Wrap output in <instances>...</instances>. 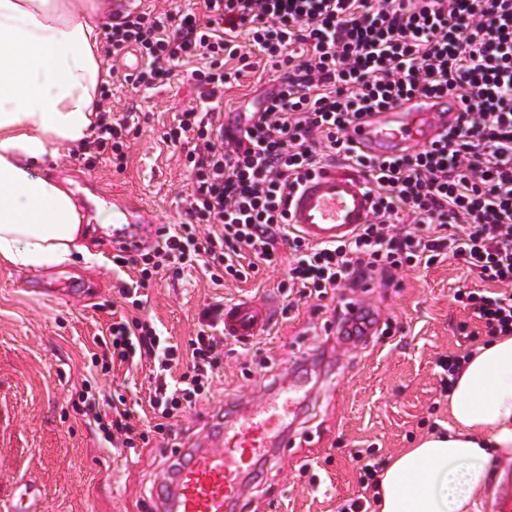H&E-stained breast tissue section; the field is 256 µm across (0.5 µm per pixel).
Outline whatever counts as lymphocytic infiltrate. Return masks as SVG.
Returning <instances> with one entry per match:
<instances>
[{"instance_id": "obj_1", "label": "lymphocytic infiltrate", "mask_w": 512, "mask_h": 512, "mask_svg": "<svg viewBox=\"0 0 512 512\" xmlns=\"http://www.w3.org/2000/svg\"><path fill=\"white\" fill-rule=\"evenodd\" d=\"M139 51L144 66L125 80L146 91L191 65L198 102L165 139L185 152L192 190L187 223L158 229L120 280L124 309L98 337L93 360L130 367L156 363L145 431L125 397L103 419L81 391L83 416L100 422L116 448L168 435L186 408L206 399L224 355V305L207 304L205 327L186 344L170 342L146 314L150 283L165 270L198 265L217 286L246 282L264 268L286 269L278 290L288 309L338 296L397 271L447 259L477 272L482 288L454 298L481 330L512 335V0H193L159 18L145 10L114 17L105 58ZM288 66L260 111L224 132V90L251 56ZM238 68H225V59ZM445 92L462 105L457 127L410 155H358L346 131L366 112L418 94ZM87 148L124 170L127 118H112L109 95ZM348 161L370 177L373 218L348 241L313 247L287 224V200L325 164ZM180 375H173V368Z\"/></svg>"}]
</instances>
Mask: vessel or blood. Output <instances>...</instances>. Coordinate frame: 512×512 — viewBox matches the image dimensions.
I'll return each mask as SVG.
<instances>
[{"instance_id": "obj_1", "label": "vessel or blood", "mask_w": 512, "mask_h": 512, "mask_svg": "<svg viewBox=\"0 0 512 512\" xmlns=\"http://www.w3.org/2000/svg\"><path fill=\"white\" fill-rule=\"evenodd\" d=\"M462 109L448 95L414 96L397 105L365 114L349 137L362 156L385 159L413 153L455 127ZM375 196L363 170L331 163L305 180L291 195L287 219L291 229L312 245L350 239L369 222ZM112 205L128 223L150 224L154 218L134 197H113ZM274 318L272 301L246 299L224 308V333L243 341L262 335ZM352 335L371 336L378 329L374 315L362 309L348 316ZM298 390L281 385L276 398L244 411L227 426L211 428L208 448H184L172 477L156 484L155 512H242L247 478L256 463L270 461L288 445L291 410ZM40 486L16 481L11 512H45Z\"/></svg>"}]
</instances>
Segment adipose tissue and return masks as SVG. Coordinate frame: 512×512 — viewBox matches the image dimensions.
<instances>
[{
	"label": "adipose tissue",
	"mask_w": 512,
	"mask_h": 512,
	"mask_svg": "<svg viewBox=\"0 0 512 512\" xmlns=\"http://www.w3.org/2000/svg\"><path fill=\"white\" fill-rule=\"evenodd\" d=\"M99 0H0V260L17 269L87 254L73 195L43 172L86 144L102 79ZM449 422L383 471L378 512H477L495 449H512V335L456 371Z\"/></svg>",
	"instance_id": "adipose-tissue-1"
}]
</instances>
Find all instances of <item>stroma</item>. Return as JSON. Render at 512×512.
<instances>
[{
    "mask_svg": "<svg viewBox=\"0 0 512 512\" xmlns=\"http://www.w3.org/2000/svg\"><path fill=\"white\" fill-rule=\"evenodd\" d=\"M283 73L280 66L257 64L238 86L225 90V111L254 106ZM111 89L113 117L130 118L126 169L114 172L111 162L101 158L88 166L65 150L48 163L47 175L76 196L83 191L79 177L90 178L140 198L157 224L185 222L182 200L191 177L164 134L175 126L178 113L195 104L192 81L179 68L170 83L148 92H134L119 79ZM111 222L108 202L82 213L84 243L98 263L79 257L41 270L0 263V512H6L11 489L22 477L44 486L48 512H153L152 488L167 466L162 450L204 441L208 412L259 400L268 392L270 377L281 376L295 357L324 349L331 352L335 368L314 374V397L292 446L251 489L246 512H336L357 489L353 454L373 449L384 466L440 429L448 420L440 358L489 340L477 333L471 309L454 299L459 288L480 287L477 275L454 260L402 271L397 284L376 280L342 295L343 301L361 303L380 323L390 324L389 335L358 345L341 343L329 334L332 307L308 302L290 317H278L254 340L256 358L249 372H242L237 352L225 353L208 400L187 410L174 437L154 439L142 448H115L94 420L72 408L83 384L91 385L105 413L113 393L125 394L132 403L147 395L152 381L146 368L129 372L91 362L93 338L112 320L117 298L112 284L134 273L129 266L113 267V251L99 238V227ZM283 276V270H270L254 280L216 288L199 269L170 271L148 288L147 312L163 335L184 344L201 330V312L211 298L223 297L228 304L274 298ZM48 278L89 284L93 291L84 301L38 292L36 281Z\"/></svg>",
    "mask_w": 512,
    "mask_h": 512,
    "instance_id": "obj_1",
    "label": "stroma"
}]
</instances>
